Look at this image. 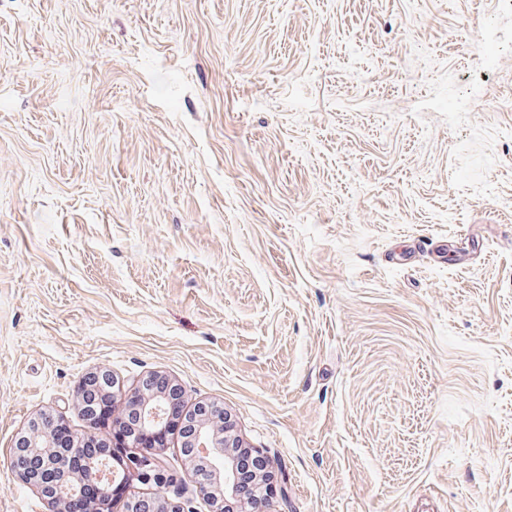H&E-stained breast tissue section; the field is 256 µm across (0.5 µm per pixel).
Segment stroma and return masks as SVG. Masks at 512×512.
<instances>
[{
	"mask_svg": "<svg viewBox=\"0 0 512 512\" xmlns=\"http://www.w3.org/2000/svg\"><path fill=\"white\" fill-rule=\"evenodd\" d=\"M102 369L274 512H512V0H0V512ZM148 388V380L146 379L141 386L128 391L125 390L126 402L134 405L133 410L136 411V419L141 426L155 432L163 431L169 422L173 398L167 390L160 389L149 392ZM159 396H163L167 400L165 407L158 405L156 398ZM187 440L196 453L208 455L211 475L209 482L201 486L194 476V482L202 496L212 503V512H219L212 497L216 492L224 498L225 506L250 504L248 512H271L269 504L262 497H254L242 486L234 456L227 448H247L236 433L232 417L214 403H199L189 413L186 421ZM223 441V444L220 443ZM224 447V449H223ZM238 448V449H235ZM219 460V465L213 463ZM235 501V503H232ZM65 422L63 419H57L51 427L44 426L40 417L31 419L24 430L17 437L13 453L12 461L13 467L18 475L27 483L35 486L43 483L40 482L41 478L36 477V473L31 468L26 466L29 453L40 455V464L43 463L42 454L52 455L51 460L56 462L59 455L56 458L54 442L57 439L61 431V424ZM25 450V451H24Z\"/></svg>",
	"mask_w": 512,
	"mask_h": 512,
	"instance_id": "35a3bbf8",
	"label": "stroma"
}]
</instances>
